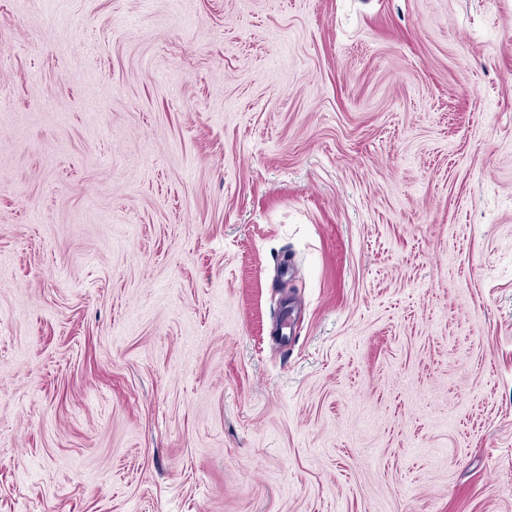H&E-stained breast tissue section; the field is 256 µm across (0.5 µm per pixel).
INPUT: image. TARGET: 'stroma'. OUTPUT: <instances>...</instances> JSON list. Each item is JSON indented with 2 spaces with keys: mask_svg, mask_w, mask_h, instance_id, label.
<instances>
[{
  "mask_svg": "<svg viewBox=\"0 0 512 512\" xmlns=\"http://www.w3.org/2000/svg\"><path fill=\"white\" fill-rule=\"evenodd\" d=\"M0 512H512V0H0Z\"/></svg>",
  "mask_w": 512,
  "mask_h": 512,
  "instance_id": "stroma-1",
  "label": "stroma"
}]
</instances>
